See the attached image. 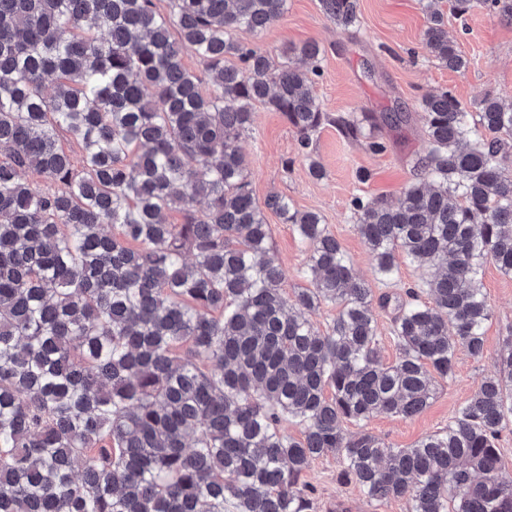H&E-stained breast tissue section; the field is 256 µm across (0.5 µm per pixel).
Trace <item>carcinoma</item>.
Returning <instances> with one entry per match:
<instances>
[{
  "mask_svg": "<svg viewBox=\"0 0 512 512\" xmlns=\"http://www.w3.org/2000/svg\"><path fill=\"white\" fill-rule=\"evenodd\" d=\"M319 3L337 31L357 26L358 0ZM440 3L427 0L422 42L461 71ZM449 3L512 18V0ZM167 5L0 0V512H314L304 474L329 454L342 481L406 512H512V336L447 428L410 448L343 429L421 413L458 350L483 357L482 268L512 276V106L421 99L416 177L396 202L355 196L351 210L379 281L396 282L400 255L435 273L424 301L376 299L319 213L255 198L240 147L263 105L321 179V126L380 153L376 117L322 110L317 42L273 57L233 37L263 33L287 0ZM267 210L305 244L311 287L285 293ZM375 300L392 308L391 363ZM324 304L336 316L320 332Z\"/></svg>",
  "mask_w": 512,
  "mask_h": 512,
  "instance_id": "1",
  "label": "carcinoma"
}]
</instances>
